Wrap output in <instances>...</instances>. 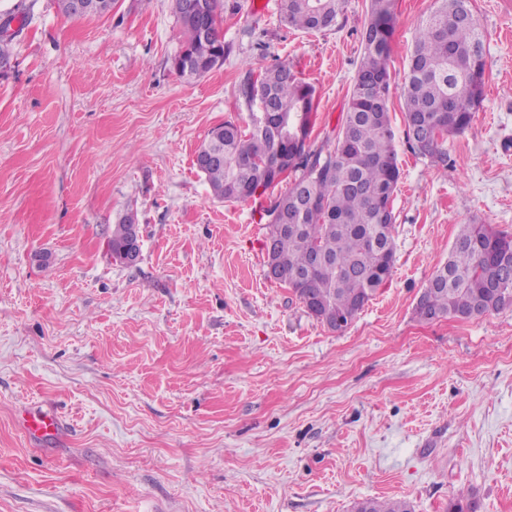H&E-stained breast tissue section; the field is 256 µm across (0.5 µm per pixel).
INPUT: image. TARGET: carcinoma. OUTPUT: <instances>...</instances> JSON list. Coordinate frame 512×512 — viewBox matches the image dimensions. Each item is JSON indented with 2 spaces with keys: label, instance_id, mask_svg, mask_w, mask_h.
Instances as JSON below:
<instances>
[{
  "label": "carcinoma",
  "instance_id": "carcinoma-1",
  "mask_svg": "<svg viewBox=\"0 0 512 512\" xmlns=\"http://www.w3.org/2000/svg\"><path fill=\"white\" fill-rule=\"evenodd\" d=\"M346 0H281V19L304 31L329 30L343 14ZM185 34L172 67L182 77L196 78L214 69L226 55L219 17L224 0H205L204 23L187 18L172 4ZM471 0H439L420 23L405 73L404 114L411 148L435 163H444L446 137L464 132L483 99L486 56L483 34L472 16ZM27 22L22 12L0 16V63L11 62V43L18 31L12 22ZM394 0H370L361 32L362 55L349 89L346 112L327 149L309 145L316 89L288 65L276 63L260 76L247 73L238 98L250 110L242 128L227 120L212 128L201 147H212L219 159L203 176L215 198L224 202L254 200L261 218L272 223L285 210L288 230L275 239L274 259L307 287L291 292L322 324H350L391 277L395 266L393 195L401 171L395 133L389 116L390 43L394 31ZM268 112L288 127V145L263 133L255 113ZM442 127L445 137L422 151L420 125ZM288 155L293 186L275 198L267 192L278 185L271 174ZM127 235V216L112 225L110 254H119ZM321 252L325 264L316 266ZM419 319L437 314L455 318L482 302L485 312L512 311V234L487 224H463L448 261L433 274L423 294ZM478 501L460 496L448 512H476ZM363 512H413L406 499H363Z\"/></svg>",
  "mask_w": 512,
  "mask_h": 512
}]
</instances>
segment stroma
<instances>
[{
  "label": "stroma",
  "instance_id": "35a3bbf8",
  "mask_svg": "<svg viewBox=\"0 0 512 512\" xmlns=\"http://www.w3.org/2000/svg\"><path fill=\"white\" fill-rule=\"evenodd\" d=\"M278 4L224 0L230 53L188 80L171 0L82 18L0 0L29 14L0 72V512H448L461 491L512 512V311L415 313L460 225L512 233V0L472 2L484 99L444 166L410 147L401 97L438 2L395 0L396 263L339 333L267 279L258 204L217 200L195 166L212 127L249 124L245 73L277 62L317 90L312 149L333 139L369 0L327 32ZM130 212L123 265L107 240ZM24 409L61 436L31 441ZM127 215L122 216L118 224H113L112 233L108 240V248L111 257L113 254H119V262L121 264L132 265L137 262L140 257V227L139 224H136L135 218L132 224H128ZM126 224L129 225V235L126 245L122 248L127 235ZM355 508L365 512H413L411 503L406 499L378 500L366 498L357 502Z\"/></svg>",
  "mask_w": 512,
  "mask_h": 512
}]
</instances>
